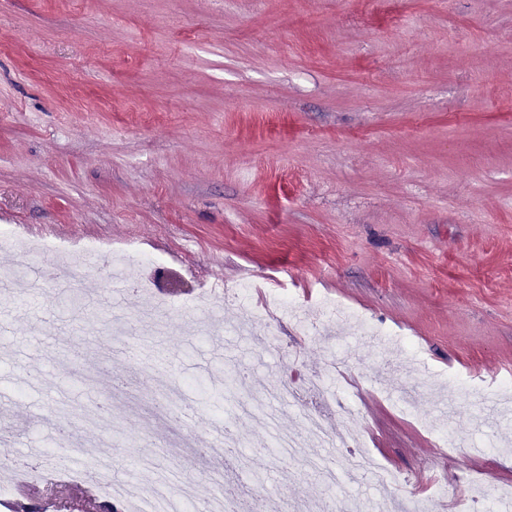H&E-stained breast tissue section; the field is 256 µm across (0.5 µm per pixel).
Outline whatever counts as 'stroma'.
<instances>
[{"instance_id": "35a3bbf8", "label": "stroma", "mask_w": 512, "mask_h": 512, "mask_svg": "<svg viewBox=\"0 0 512 512\" xmlns=\"http://www.w3.org/2000/svg\"><path fill=\"white\" fill-rule=\"evenodd\" d=\"M64 245L96 242L68 292L111 293L127 243L159 257L154 290L126 303L125 343L169 357L131 364L128 392L74 376L71 353L114 346L109 323L63 311L56 288L0 295V429L29 446H106L120 483L209 497L199 436L234 401L220 375L248 363L251 415L233 429V479L249 512L270 500L382 512L423 486L435 512L461 476L512 487V395L483 373L512 363V0H0V226ZM252 275L248 297L203 308V284ZM293 297L302 325L245 310ZM405 345L391 353L323 318L322 300ZM347 353L331 423L354 427L373 471L325 483L272 451L304 430L303 403L271 402ZM188 413L184 446L133 402Z\"/></svg>"}]
</instances>
